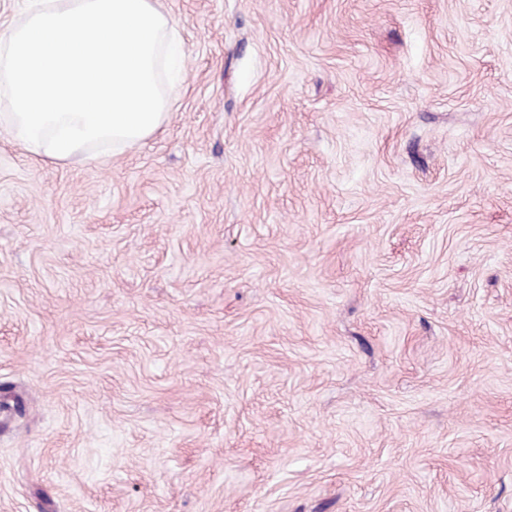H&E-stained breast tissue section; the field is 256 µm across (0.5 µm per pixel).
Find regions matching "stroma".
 <instances>
[{"mask_svg":"<svg viewBox=\"0 0 512 512\" xmlns=\"http://www.w3.org/2000/svg\"><path fill=\"white\" fill-rule=\"evenodd\" d=\"M155 135L0 136V512H512V0H158Z\"/></svg>","mask_w":512,"mask_h":512,"instance_id":"stroma-1","label":"stroma"}]
</instances>
